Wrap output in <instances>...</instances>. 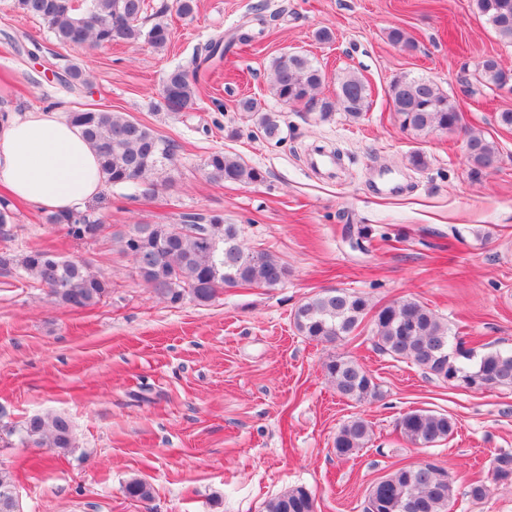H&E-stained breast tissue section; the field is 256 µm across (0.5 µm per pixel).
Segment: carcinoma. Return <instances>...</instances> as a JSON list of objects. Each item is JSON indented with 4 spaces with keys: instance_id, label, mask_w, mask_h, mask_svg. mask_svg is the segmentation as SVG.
<instances>
[{
    "instance_id": "obj_1",
    "label": "carcinoma",
    "mask_w": 512,
    "mask_h": 512,
    "mask_svg": "<svg viewBox=\"0 0 512 512\" xmlns=\"http://www.w3.org/2000/svg\"><path fill=\"white\" fill-rule=\"evenodd\" d=\"M12 0V8L40 19L57 43L68 46H104L114 42L134 43L144 38L155 49L170 41V29L156 22L143 30L145 0ZM498 36L512 42V0H475ZM209 60L224 56V40L211 39L195 54L188 66H178L165 77L162 106L169 112L191 108L197 97L199 57ZM324 74L307 55L277 58L272 65L271 92L280 102L313 107L321 119L341 110L358 119L369 108L365 82L354 73L345 74L338 89L348 95L319 98ZM479 82L497 88L512 87V71L488 57L483 60ZM392 107L401 126L419 133L455 130L462 122L457 105L431 82L402 80L390 85ZM267 141H284L281 113L264 112L252 98L239 101ZM98 157L105 183L130 186L145 198L158 193L151 179L155 170L174 164L175 147L147 126L120 112L87 110L69 114ZM467 159L473 178L478 179L498 166L496 144L474 130L465 131ZM207 176L213 182L256 184L264 175L238 157L224 152L209 156ZM46 223L66 228L74 240L94 242L107 225L73 211L51 212ZM122 252L133 262L138 276L156 296L170 304L186 298L200 304L215 300L226 287L276 288L288 279V268L264 250H253L240 241V228L224 223L214 214L203 218L183 216L179 224H134L117 231ZM19 268L27 277L48 289L58 304L74 310L97 306L109 293L110 282L93 273L77 259H66L49 250L36 249L22 257ZM370 310L368 300L343 289L318 293L295 309L293 325L299 335L322 344L342 341L362 324ZM376 348L393 358L409 361L425 373L448 381L456 374L465 386L476 390L512 387V350H495L476 355L472 348L450 335L448 324L426 306L413 300L395 301L379 308L371 318ZM325 372L341 396L362 401L378 396V386L356 361L337 357L325 364ZM403 437L421 447H432L448 439L455 422L444 413L415 410L399 420ZM370 429L362 418L342 425L333 440L340 459L350 458L365 447ZM20 441L39 447L67 449L73 445L70 420L63 415H34L21 429ZM492 474L499 482L512 481V454L493 458ZM379 501L377 512H451L455 486L448 471L429 460L400 467L382 477L371 488ZM125 493L148 500L151 487L141 479L126 483ZM311 495L306 488H292L271 499L266 512H310ZM0 512H19L11 473L0 468Z\"/></svg>"
}]
</instances>
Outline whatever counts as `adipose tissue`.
Here are the masks:
<instances>
[{
    "mask_svg": "<svg viewBox=\"0 0 512 512\" xmlns=\"http://www.w3.org/2000/svg\"><path fill=\"white\" fill-rule=\"evenodd\" d=\"M103 185L94 151L60 112L0 116V187L11 198L73 211Z\"/></svg>",
    "mask_w": 512,
    "mask_h": 512,
    "instance_id": "ef3b65f1",
    "label": "adipose tissue"
}]
</instances>
